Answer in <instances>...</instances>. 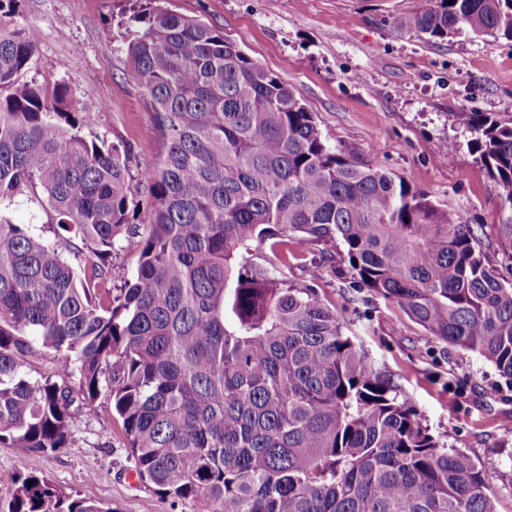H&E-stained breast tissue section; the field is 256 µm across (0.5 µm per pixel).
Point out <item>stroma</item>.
Returning <instances> with one entry per match:
<instances>
[{
    "label": "stroma",
    "instance_id": "1",
    "mask_svg": "<svg viewBox=\"0 0 512 512\" xmlns=\"http://www.w3.org/2000/svg\"><path fill=\"white\" fill-rule=\"evenodd\" d=\"M169 8L223 31L253 61L290 84L328 140L382 166L461 215L481 232L493 264L499 204L486 168L470 152L471 113L512 114V40L458 34L430 41L415 31L390 35L394 16L418 0H167ZM126 0H25L41 34L26 81L65 82L94 111L91 130L132 145L133 167H151L160 143L141 90L130 81L121 45ZM458 151L446 161L449 142ZM17 224L67 260L81 241L62 245L41 207L5 209ZM252 262L314 288L346 333L440 441L489 462L486 481L498 512H512V380L476 354L436 340L396 304L355 293L342 258L281 265L267 246ZM41 473L64 494L111 512H196L193 500L164 495L136 477L122 424L109 406L79 419L65 447L45 454Z\"/></svg>",
    "mask_w": 512,
    "mask_h": 512
}]
</instances>
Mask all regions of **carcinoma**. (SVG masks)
I'll use <instances>...</instances> for the list:
<instances>
[{
	"label": "carcinoma",
	"instance_id": "1",
	"mask_svg": "<svg viewBox=\"0 0 512 512\" xmlns=\"http://www.w3.org/2000/svg\"><path fill=\"white\" fill-rule=\"evenodd\" d=\"M23 2L0 0V208L40 197L58 237L90 255L78 269L0 215V446L28 468L9 512H112L39 467L105 401L139 480L197 512H497L488 464L423 427L315 289L247 258L293 242L324 246L326 261L338 246L354 288L511 380L512 279L473 227L331 144L293 87L157 0L121 20L161 142L137 201L131 145L87 131L67 84L22 80L40 42ZM405 29L512 39V0H420L389 31ZM467 125L512 268V115ZM142 205L148 224L136 223ZM128 247L137 267L116 287L112 255ZM42 352L79 375L80 397L26 377Z\"/></svg>",
	"mask_w": 512,
	"mask_h": 512
}]
</instances>
